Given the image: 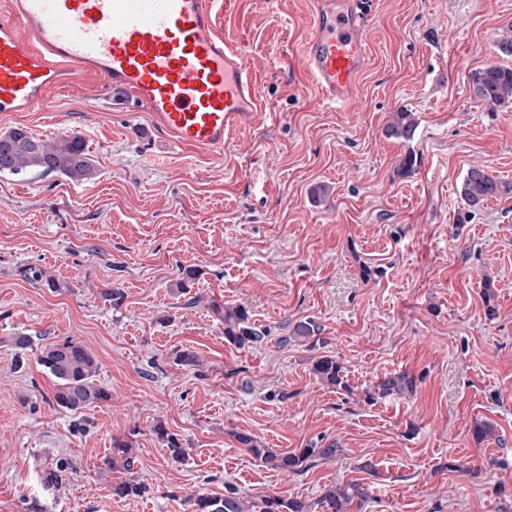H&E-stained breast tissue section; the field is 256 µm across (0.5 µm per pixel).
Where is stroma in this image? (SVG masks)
<instances>
[{
	"label": "stroma",
	"mask_w": 512,
	"mask_h": 512,
	"mask_svg": "<svg viewBox=\"0 0 512 512\" xmlns=\"http://www.w3.org/2000/svg\"><path fill=\"white\" fill-rule=\"evenodd\" d=\"M313 2L224 0L218 30L245 52L259 112L222 153L173 145L100 78L0 113V133L81 135L96 169L78 183L0 175V512H194L195 496L228 483L261 512L349 482L368 492L358 512H512V194L472 213L458 194L477 165L512 184V104L488 110L468 82L499 62L512 0H371L372 61L343 109L318 101L302 65ZM400 110L417 121L407 144L384 134ZM27 265L56 287L26 280ZM183 266L199 276L181 290ZM217 304L247 307L263 341L229 344ZM307 320L318 335L293 338ZM17 334L33 341L20 369ZM67 338L112 394L77 414L57 407L37 362ZM185 349L197 366L177 364ZM325 356L343 386L313 374ZM404 371L414 392L368 400ZM478 420L495 429L480 443ZM240 433L339 453L287 474ZM117 440L131 470L107 464ZM121 478L145 492L114 497Z\"/></svg>",
	"instance_id": "1"
}]
</instances>
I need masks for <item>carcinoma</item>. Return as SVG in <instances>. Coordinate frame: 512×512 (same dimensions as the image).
I'll return each instance as SVG.
<instances>
[{"label": "carcinoma", "instance_id": "obj_1", "mask_svg": "<svg viewBox=\"0 0 512 512\" xmlns=\"http://www.w3.org/2000/svg\"><path fill=\"white\" fill-rule=\"evenodd\" d=\"M472 94L485 106L496 109L512 102V66L497 63L474 70L470 74ZM417 129L411 112L400 111L386 126L390 138L409 142ZM35 170L43 175H61L75 182L86 181L95 174L93 159L87 142L79 135L52 139L35 137L24 129L15 128L0 134V174L17 175ZM512 192V187L496 178L483 166H474L464 177L459 194L470 209L477 210L491 198H500ZM23 276L33 282H41L50 288L60 284L48 276L42 268L30 266ZM214 312L224 320V337L238 348H249L263 340V333L251 323L249 309L242 306H213ZM39 364L55 379L54 402L71 413H80L94 404L111 399V393L95 383L98 362L85 345L71 338L44 347L38 355ZM342 366L332 357L318 359L313 373L327 385L343 384ZM415 378L408 373L390 374L381 379L368 393L386 397L414 389ZM159 437L166 442L172 458L182 459L186 450L163 428ZM238 442L263 463L287 473H298L320 459L336 457L339 449L333 443L323 448H305L300 453L278 454L268 448H258L254 440L245 434L238 435ZM145 486L120 480L112 485V494L119 498L141 495ZM367 491L360 483L329 489L309 505L300 499L284 500L269 498L264 501L263 512H351L352 504H362ZM196 512H246L243 501L233 489H226L222 496H200L195 499Z\"/></svg>", "mask_w": 512, "mask_h": 512}]
</instances>
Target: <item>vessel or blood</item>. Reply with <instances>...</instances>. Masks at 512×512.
Instances as JSON below:
<instances>
[{
	"mask_svg": "<svg viewBox=\"0 0 512 512\" xmlns=\"http://www.w3.org/2000/svg\"><path fill=\"white\" fill-rule=\"evenodd\" d=\"M366 0H318L303 64L341 109L369 67ZM219 0H8L0 10V112L45 100L60 76L104 79L152 114L169 140L222 151L258 112L249 64L216 26Z\"/></svg>",
	"mask_w": 512,
	"mask_h": 512,
	"instance_id": "b4317fda",
	"label": "vessel or blood"
}]
</instances>
